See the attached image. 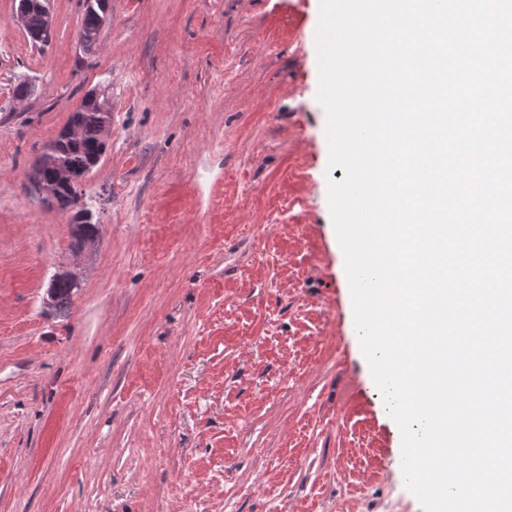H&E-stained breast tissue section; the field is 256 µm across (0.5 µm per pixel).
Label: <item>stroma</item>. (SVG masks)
<instances>
[{"label":"stroma","instance_id":"1","mask_svg":"<svg viewBox=\"0 0 512 512\" xmlns=\"http://www.w3.org/2000/svg\"><path fill=\"white\" fill-rule=\"evenodd\" d=\"M0 0V512H423L327 200L320 0ZM38 95L13 96L19 80ZM106 91L72 214L32 165ZM76 273L66 314L53 275ZM38 1H40L42 10L39 7ZM27 2H30V6L27 10V24L25 31L32 43L38 44L39 46H45L51 39L50 28L52 26V18L48 7L49 1L27 0ZM42 11L47 19L50 27L49 29L45 27Z\"/></svg>","mask_w":512,"mask_h":512}]
</instances>
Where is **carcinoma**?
<instances>
[{
  "instance_id": "cac0c4a2",
  "label": "carcinoma",
  "mask_w": 512,
  "mask_h": 512,
  "mask_svg": "<svg viewBox=\"0 0 512 512\" xmlns=\"http://www.w3.org/2000/svg\"><path fill=\"white\" fill-rule=\"evenodd\" d=\"M28 2L30 6L27 10L26 33L32 43L45 46L51 39V30L45 27L38 0H28ZM100 28L99 12L90 7L87 8L81 28V32L86 35L82 40L84 49L89 50L95 45ZM111 120L112 113L91 104H80L72 112L69 122V125L80 130V137L70 139L63 135L46 145L36 159L32 174L35 182H56L57 167L61 164L66 166L69 175L73 178L72 184L58 188L53 195V200L60 208L70 210L77 208L79 196L76 185L92 170V163L97 154L105 150L103 129ZM97 233L98 224L93 221L83 223L81 233L74 235L73 246L81 247L93 241ZM76 290L77 287L68 274L54 275L49 293L51 306L55 311L67 312Z\"/></svg>"
}]
</instances>
